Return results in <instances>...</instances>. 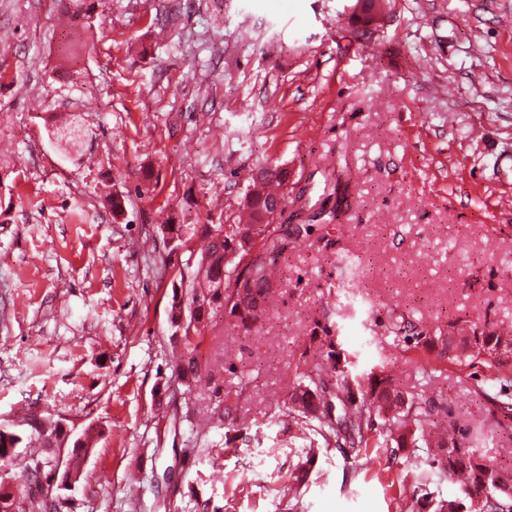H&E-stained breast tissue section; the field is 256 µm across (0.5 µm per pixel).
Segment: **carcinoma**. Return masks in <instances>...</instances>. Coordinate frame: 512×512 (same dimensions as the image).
Wrapping results in <instances>:
<instances>
[{"label": "carcinoma", "instance_id": "1", "mask_svg": "<svg viewBox=\"0 0 512 512\" xmlns=\"http://www.w3.org/2000/svg\"><path fill=\"white\" fill-rule=\"evenodd\" d=\"M95 11L94 0H72L65 9L72 25L85 26L83 19ZM263 175L250 178L244 189L240 208L226 216L222 224H187L171 218L170 229L175 235L191 230V235L204 241L197 259V271L192 285L186 291L185 303H172L170 323L182 329V354L176 365L179 384L184 393L209 377L197 352L204 340L201 324L210 320L219 310L240 320L242 325H255L267 312L274 280L276 259L272 253L277 247L273 233L256 253L253 248V228L259 225L270 203L279 198L280 188L287 184V177L280 167L266 165ZM416 345L434 355L438 360L464 364L486 357L497 371L512 369V336H502L476 326L460 335L450 329L431 333L423 330L416 334ZM325 364L318 366L317 378L299 381L288 392V416L292 417L301 432L320 436L325 443L332 441L341 447L366 448L371 433L377 434L382 447L387 448V462L399 458L406 460L418 452L437 449L431 461L439 466V475L451 479L458 486L457 499L434 500V512H455L453 505L460 501L471 505V498L481 497L482 512H512V500L500 497L493 491V481L501 476L512 478V471L490 465L472 451L457 443L454 437L435 433L440 424L435 421L432 406L404 392L394 377L382 371L355 373L349 360L339 362V353L333 342L327 341ZM335 382V389L328 390V383ZM339 400L340 412H335L333 402H324L321 393ZM477 393L497 410L512 412V398L494 391V386H478ZM30 429L44 448H54L61 442L59 426L50 420L33 418ZM23 441L19 433L0 430V465L12 464L15 449ZM47 457L33 454L22 460L21 481L14 482L0 476V512H25V504L36 500L40 512H56L55 498H43L26 490V484L36 481Z\"/></svg>", "mask_w": 512, "mask_h": 512}]
</instances>
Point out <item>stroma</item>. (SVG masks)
Wrapping results in <instances>:
<instances>
[{
  "label": "stroma",
  "instance_id": "obj_1",
  "mask_svg": "<svg viewBox=\"0 0 512 512\" xmlns=\"http://www.w3.org/2000/svg\"><path fill=\"white\" fill-rule=\"evenodd\" d=\"M354 0H99L77 72L57 0H0V424L95 441L58 512H428L452 498L427 456L386 465L316 440L285 407L329 336L391 368L466 448L512 468V418L484 363L425 368L417 329L512 331V0H393L358 38ZM61 114L81 152L52 137ZM290 171L279 283L262 322L221 313L211 380L184 394L169 310L188 253L167 217L238 209L264 164ZM125 198L113 219L105 198ZM307 224L309 235L295 237ZM423 483H416V476ZM30 423V429L35 433L42 448H56L61 442L60 428L55 422L34 417Z\"/></svg>",
  "mask_w": 512,
  "mask_h": 512
}]
</instances>
